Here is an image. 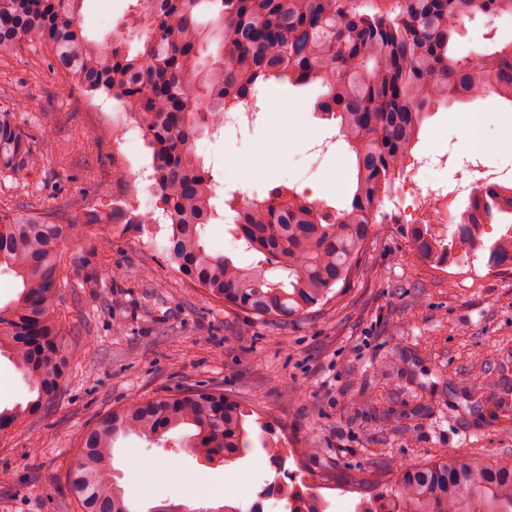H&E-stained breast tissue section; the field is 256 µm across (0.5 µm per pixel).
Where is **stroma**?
Instances as JSON below:
<instances>
[{
    "instance_id": "35a3bbf8",
    "label": "stroma",
    "mask_w": 512,
    "mask_h": 512,
    "mask_svg": "<svg viewBox=\"0 0 512 512\" xmlns=\"http://www.w3.org/2000/svg\"><path fill=\"white\" fill-rule=\"evenodd\" d=\"M137 2L84 0L83 26L99 40L125 32ZM511 40L512 18L491 21L479 13L462 25L460 53L491 51ZM49 56L47 49L27 47L0 56V79L30 80ZM29 90L24 122L65 145L66 159L23 183L0 179V203L13 215L39 217L137 207L144 184L117 182L112 175L151 165L152 153L145 139L106 122L116 101L104 95L88 100L62 69L45 73ZM320 93L314 84L271 82L257 96L260 109L250 127L198 140L197 153L210 167L219 197L238 194L241 160L260 146L275 147L282 129L268 104L279 100L297 105L307 134L280 151L252 189H309L331 214L349 205L352 153L337 122L316 111ZM509 125L512 103L494 93L439 109L415 151L426 152L430 137L438 136L437 152L447 155L448 165H430L422 182H455L470 153L499 140ZM324 141L327 152L314 156L313 147ZM168 234L169 222L157 208L152 223L122 231L105 224L63 244L65 281L56 310L71 328L70 369L41 414L0 436V512H81L66 475L82 433L98 416L133 399L199 385L250 402L275 432L291 441H315L320 452L273 467L256 426L244 457L209 468L190 454L122 437L116 458L173 461L197 478L192 485L155 478L146 495L133 498L139 512L161 501L213 512L257 500L264 501V512H284L283 501L266 492L271 483L303 478L336 486L358 475L375 492L402 469L455 452L512 454V418L470 410L463 399L478 375L489 392L512 389V371L498 370L501 360L512 357V269L487 267L481 256L441 271L427 267L406 235L397 191L382 200L354 280L326 304L281 323L226 309L183 283L161 259ZM93 236L107 238L108 246L94 250ZM106 267L121 270V277L102 276ZM394 357L401 370L381 375V366ZM284 386L293 391L292 401L282 398Z\"/></svg>"
}]
</instances>
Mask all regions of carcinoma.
Segmentation results:
<instances>
[{
  "instance_id": "obj_1",
  "label": "carcinoma",
  "mask_w": 512,
  "mask_h": 512,
  "mask_svg": "<svg viewBox=\"0 0 512 512\" xmlns=\"http://www.w3.org/2000/svg\"><path fill=\"white\" fill-rule=\"evenodd\" d=\"M129 32L99 42L85 34L82 0H0V54L21 44L53 53L88 95L104 93L137 115L152 150L153 179L170 221L165 265L224 307L263 322H284L331 300L360 267L373 235L381 196L394 185L424 122L440 108L488 87L512 102V42L490 53L462 56L461 24L482 12L512 17V0H396L368 14L356 0H142ZM324 88L317 107L337 121L355 155L350 207L335 217L296 192L271 190L262 203L224 201L230 233L253 257L241 264L210 250L205 229L217 218L215 182L194 144L224 126V113L256 98L271 81ZM0 105V178L25 181L41 165L64 159L50 137L32 135L18 114L29 106L24 84H8ZM512 215V187L481 186L466 208L463 232L442 235L429 224L407 229L419 256L440 268L479 249L487 263L512 262V233L490 244L480 225ZM145 214L114 208L52 221L11 216L0 206V269L20 291L0 307V352L37 393L25 408L0 410V434L51 403L69 368V328L54 311L61 287L60 246L77 224H146ZM473 408H502L474 381L464 390ZM253 411L213 387L132 400L101 415L82 436L67 488L82 512H137L116 480L115 442L131 434L161 441L188 434L178 447L208 464H230L250 448ZM263 451L273 466L288 454L319 452L313 441L290 450L273 439ZM289 512H324L316 498L287 494ZM358 512H512V457L453 453L401 471L372 493Z\"/></svg>"
}]
</instances>
